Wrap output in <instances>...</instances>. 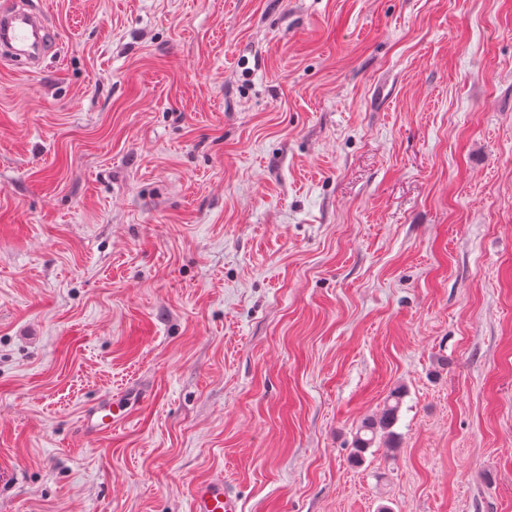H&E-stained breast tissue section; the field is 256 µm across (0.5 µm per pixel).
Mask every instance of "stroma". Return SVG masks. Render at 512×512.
<instances>
[{
    "instance_id": "35a3bbf8",
    "label": "stroma",
    "mask_w": 512,
    "mask_h": 512,
    "mask_svg": "<svg viewBox=\"0 0 512 512\" xmlns=\"http://www.w3.org/2000/svg\"><path fill=\"white\" fill-rule=\"evenodd\" d=\"M33 5L54 48L0 62V512H188L216 474L242 512H512V0ZM126 396L104 397L97 405L85 409L81 416V433L88 439H95L112 432L117 426L125 423L133 411L132 407H124L122 401L140 405L146 399V396L135 388L129 389ZM401 404V392L393 391L379 413L361 421L356 430L354 448H371L381 438L390 440L391 428L398 420Z\"/></svg>"
}]
</instances>
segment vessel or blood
I'll use <instances>...</instances> for the list:
<instances>
[{
    "label": "vessel or blood",
    "instance_id": "obj_1",
    "mask_svg": "<svg viewBox=\"0 0 512 512\" xmlns=\"http://www.w3.org/2000/svg\"><path fill=\"white\" fill-rule=\"evenodd\" d=\"M54 32L47 19L39 12L12 5L0 9V58L21 59L30 68H37L50 49ZM145 400L138 389L128 390L125 398L106 397L97 405L85 409L80 429L89 439L115 430L131 414L132 404ZM189 512H241L238 496L225 487L220 476L193 484Z\"/></svg>",
    "mask_w": 512,
    "mask_h": 512
}]
</instances>
